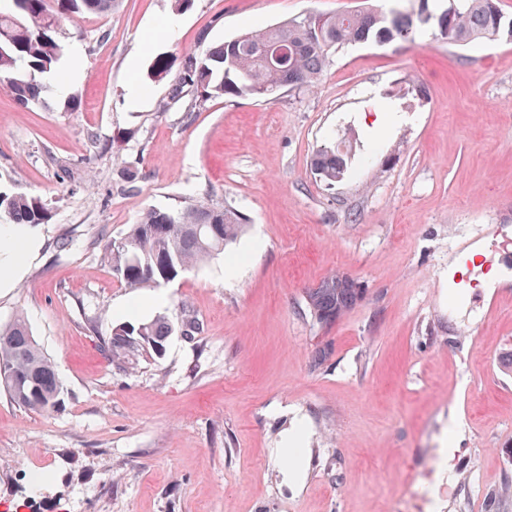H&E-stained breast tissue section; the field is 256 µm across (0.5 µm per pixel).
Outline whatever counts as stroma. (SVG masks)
<instances>
[{"label":"stroma","mask_w":512,"mask_h":512,"mask_svg":"<svg viewBox=\"0 0 512 512\" xmlns=\"http://www.w3.org/2000/svg\"><path fill=\"white\" fill-rule=\"evenodd\" d=\"M408 0H122L62 20L63 112L0 90V191L49 208L23 270L0 266V324L24 316L64 387L52 413L0 393V512H512V39L357 43L272 102H171L164 57L312 11ZM181 25L166 34L164 24ZM135 83L138 110L124 87ZM341 143L344 178L314 171ZM246 217L223 253L156 288L102 256L149 209ZM479 245L478 263L448 265ZM508 282L487 287L492 270ZM356 304L317 323L329 274ZM178 323L155 361L117 366L97 331ZM463 436L439 483L451 422ZM303 453L283 450L289 430ZM303 470L296 485L284 468ZM360 288L344 275H331L308 294L311 315L321 324L334 322L358 300Z\"/></svg>","instance_id":"obj_1"}]
</instances>
